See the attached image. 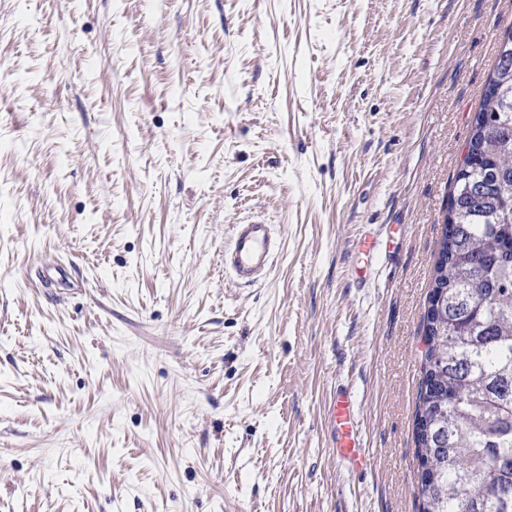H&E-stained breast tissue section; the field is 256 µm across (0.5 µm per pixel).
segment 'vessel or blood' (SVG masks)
I'll return each instance as SVG.
<instances>
[{
	"mask_svg": "<svg viewBox=\"0 0 512 512\" xmlns=\"http://www.w3.org/2000/svg\"><path fill=\"white\" fill-rule=\"evenodd\" d=\"M281 239L274 225L252 217L233 225L224 249V268L242 285H254L270 272L280 252ZM333 448L343 464L359 468L371 463L353 393L338 387L332 402Z\"/></svg>",
	"mask_w": 512,
	"mask_h": 512,
	"instance_id": "1",
	"label": "vessel or blood"
}]
</instances>
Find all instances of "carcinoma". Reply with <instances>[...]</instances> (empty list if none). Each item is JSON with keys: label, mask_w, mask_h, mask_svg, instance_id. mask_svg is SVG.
I'll list each match as a JSON object with an SVG mask.
<instances>
[{"label": "carcinoma", "mask_w": 512, "mask_h": 512, "mask_svg": "<svg viewBox=\"0 0 512 512\" xmlns=\"http://www.w3.org/2000/svg\"><path fill=\"white\" fill-rule=\"evenodd\" d=\"M448 194L415 412L420 512H512V51Z\"/></svg>", "instance_id": "1"}]
</instances>
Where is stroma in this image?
I'll return each mask as SVG.
<instances>
[{
    "instance_id": "stroma-1",
    "label": "stroma",
    "mask_w": 512,
    "mask_h": 512,
    "mask_svg": "<svg viewBox=\"0 0 512 512\" xmlns=\"http://www.w3.org/2000/svg\"><path fill=\"white\" fill-rule=\"evenodd\" d=\"M510 28L512 0H0V512H419L425 302ZM250 216L282 250L244 286ZM365 233L394 248L360 286ZM280 246L274 224L262 217H251L233 225L229 244L224 248V268L239 284L255 285L269 274ZM333 449L336 458L352 468L370 464L359 416V406L353 393L343 386L336 388L332 402Z\"/></svg>"
}]
</instances>
